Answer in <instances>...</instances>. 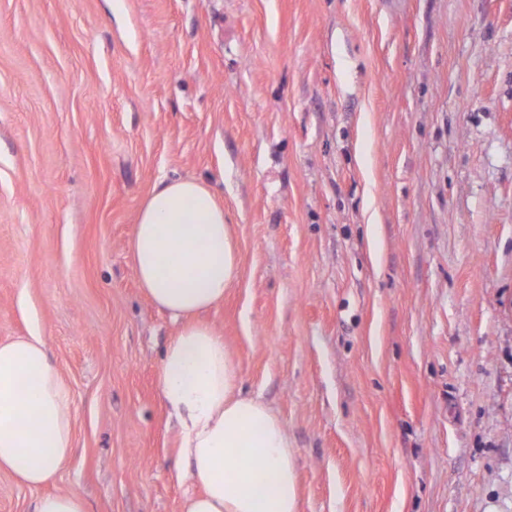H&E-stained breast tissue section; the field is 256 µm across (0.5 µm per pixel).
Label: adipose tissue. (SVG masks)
I'll return each mask as SVG.
<instances>
[{"label":"adipose tissue","instance_id":"1","mask_svg":"<svg viewBox=\"0 0 512 512\" xmlns=\"http://www.w3.org/2000/svg\"><path fill=\"white\" fill-rule=\"evenodd\" d=\"M129 251L144 296L178 322L157 370L180 432L181 478L197 485L179 512H299L295 451L281 418L238 389L222 334L199 316L223 302L241 264L224 208L201 179L159 180ZM72 390L44 336L0 342V472L45 488L35 512H85L82 494L49 492L74 449Z\"/></svg>","mask_w":512,"mask_h":512}]
</instances>
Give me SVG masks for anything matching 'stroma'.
I'll return each instance as SVG.
<instances>
[{
	"label": "stroma",
	"mask_w": 512,
	"mask_h": 512,
	"mask_svg": "<svg viewBox=\"0 0 512 512\" xmlns=\"http://www.w3.org/2000/svg\"><path fill=\"white\" fill-rule=\"evenodd\" d=\"M162 178L233 227L204 318L300 512H512V0H0V342L70 384L86 512L190 489L128 248Z\"/></svg>",
	"instance_id": "obj_1"
}]
</instances>
